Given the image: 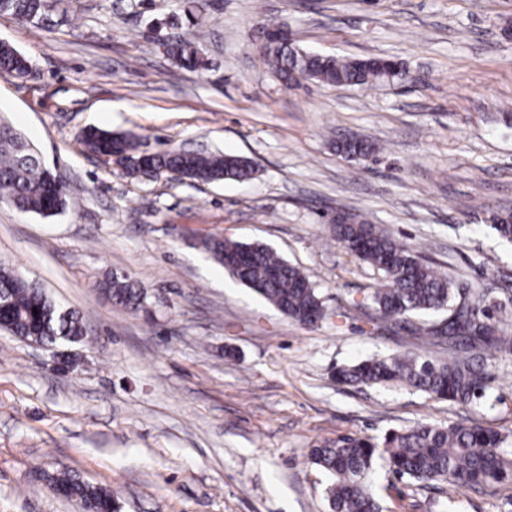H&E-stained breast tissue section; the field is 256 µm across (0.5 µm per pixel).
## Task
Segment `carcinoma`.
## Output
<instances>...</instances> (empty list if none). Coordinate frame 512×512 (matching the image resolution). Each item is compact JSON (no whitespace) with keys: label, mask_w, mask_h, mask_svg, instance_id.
<instances>
[{"label":"carcinoma","mask_w":512,"mask_h":512,"mask_svg":"<svg viewBox=\"0 0 512 512\" xmlns=\"http://www.w3.org/2000/svg\"><path fill=\"white\" fill-rule=\"evenodd\" d=\"M47 7V0H0V13L35 24L40 23ZM202 25L197 23L194 37L166 44L167 54L182 68H207ZM275 36V27L264 28L257 49L276 77L287 84L296 82L294 72L306 81L336 86H369L383 80L386 70L394 77L403 74L399 63L390 57L315 53L292 45L284 47ZM27 68L26 57L10 43L0 41V71L25 78ZM81 142L93 154L113 157L116 166L133 179L164 176L171 181H249L257 172L250 160L233 154L174 149L145 157L138 150L136 135L96 127L82 133ZM336 151L359 159L375 153L377 146L368 139L352 137L336 143ZM65 186L64 174L46 167L34 146L10 123L0 120V202L23 213L52 216L67 207ZM491 227L501 239L512 242L511 211L495 212ZM333 232L350 253L384 273L385 284L370 296L380 317L406 322L420 312H448V318L427 331L434 344H448V360L435 362L410 352L373 358L337 368L336 382L354 386L398 383L465 405L484 397L488 376L460 355L458 346L467 345L472 350L512 348V336L491 322L488 307L458 300L459 289L446 272L424 262L407 243L377 230L358 214L338 212ZM202 245L239 283L288 318L310 326L327 317L315 285L269 246L221 236L207 237ZM0 289L9 302L0 311V322L9 325L14 335L48 347L82 340L80 315L57 304L36 284L1 269ZM102 290L118 306L133 311L145 307L147 289L126 277L107 278ZM379 459L400 479L439 482L453 488H492L512 479V441L493 426L418 423L381 439L340 436L310 451L312 464L329 477L324 493L332 512H383L371 488ZM47 480L50 489L62 497L80 500L87 512H117L110 492L83 481L67 468L47 476Z\"/></svg>","instance_id":"1"}]
</instances>
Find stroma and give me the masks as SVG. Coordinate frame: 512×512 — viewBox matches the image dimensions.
Segmentation results:
<instances>
[{"mask_svg":"<svg viewBox=\"0 0 512 512\" xmlns=\"http://www.w3.org/2000/svg\"><path fill=\"white\" fill-rule=\"evenodd\" d=\"M188 0H60L48 24L0 15V41L30 79L0 72V118L67 177L73 205L42 217L0 202V266L83 317L51 352L0 331V512H83L42 473L67 467L111 491L119 512H330L308 453L341 435L381 437L418 421L512 429V355L474 357L485 398L457 405L399 385L336 383V368L410 351L448 352L375 309L380 271L336 241L337 211L410 244L512 333V243L491 212L512 209V0H206L208 69L163 45ZM267 24L306 50L389 56L404 78L368 88L283 84L256 47ZM140 149L205 150L256 166L248 182L135 181L85 150L83 128ZM380 149L351 160L336 141ZM261 242L299 268L329 311L315 326L238 284L199 242ZM118 272L148 311L101 290ZM387 512H512L495 488L424 487L378 468Z\"/></svg>","mask_w":512,"mask_h":512,"instance_id":"obj_1","label":"stroma"}]
</instances>
